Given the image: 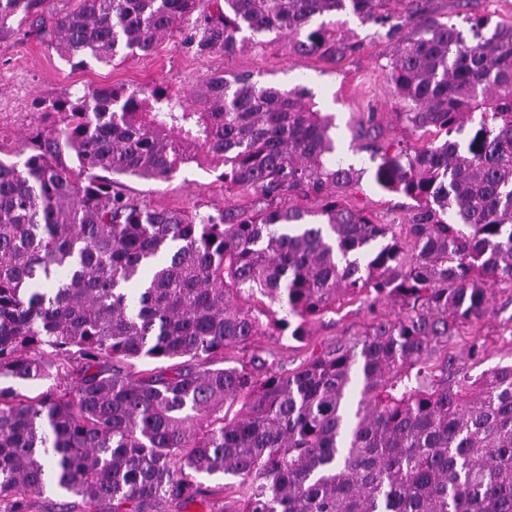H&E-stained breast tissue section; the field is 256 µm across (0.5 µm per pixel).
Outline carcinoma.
<instances>
[{
	"mask_svg": "<svg viewBox=\"0 0 512 512\" xmlns=\"http://www.w3.org/2000/svg\"><path fill=\"white\" fill-rule=\"evenodd\" d=\"M387 2L80 0L47 29L45 0H0V43L29 24L111 63L185 28L199 53L230 56L248 32L326 56L330 18L384 24ZM467 23L470 41L423 18L388 71L405 126L445 134L365 144L376 185L415 201L403 224L340 198L359 172L300 86L206 74L187 97L111 87L46 106L56 126L0 158V512H33L49 487L83 512H166L204 502L199 474L231 478L233 512H512V364L475 379L453 355L430 364L512 294V25ZM202 155L250 205L154 207L118 187ZM345 300L366 309L359 337L291 371L255 352L225 365ZM143 357L158 366L128 370ZM52 375L75 385L15 388Z\"/></svg>",
	"mask_w": 512,
	"mask_h": 512,
	"instance_id": "carcinoma-1",
	"label": "carcinoma"
}]
</instances>
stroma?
I'll return each instance as SVG.
<instances>
[{
	"mask_svg": "<svg viewBox=\"0 0 512 512\" xmlns=\"http://www.w3.org/2000/svg\"><path fill=\"white\" fill-rule=\"evenodd\" d=\"M389 26L361 22L352 14L336 18V30L345 48L333 58L301 56L289 52L287 40L260 44L244 41L236 54L225 57L215 49L197 53L184 35L163 39L156 50L106 64L94 59H68L51 45L48 37L28 26H21L6 46L0 48V155L13 156L25 138L37 128H52L56 117L45 107L55 100L71 99L99 87H144L160 85L178 95L195 89L207 73L250 72L260 84L279 88L306 87L315 108L335 118L336 155L345 164L360 170L358 184L343 193L345 203L372 215L382 223L404 221L410 201L380 190L374 183V162L358 147L359 116H378V133L384 140H400L418 146L400 119L408 106L401 101L386 73L406 38L412 37L420 18L431 17L465 27L467 18L489 17L492 23H512V0H391ZM221 166L208 162L189 163L169 182L126 177L124 190L157 207L199 208L211 212L239 204V197L224 191L219 175ZM493 312L479 326L478 337L486 352L481 362L467 359L466 349L474 337L463 334L448 343V350L459 358L471 376L495 366L512 363V302L495 294ZM364 314L354 306L313 320L304 341L290 336H266L262 356L274 365L291 368L317 347L336 336L362 331Z\"/></svg>",
	"mask_w": 512,
	"mask_h": 512,
	"instance_id": "obj_1",
	"label": "stroma"
}]
</instances>
